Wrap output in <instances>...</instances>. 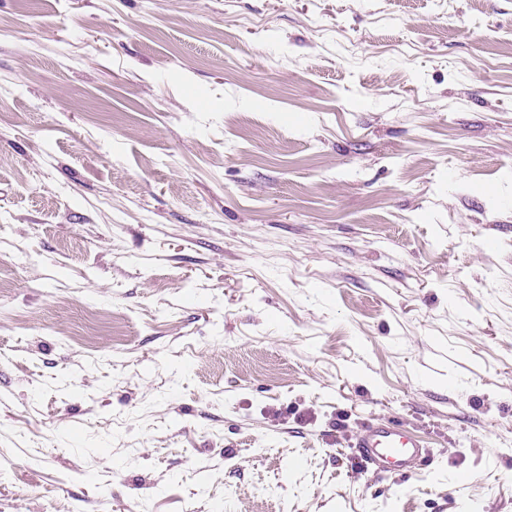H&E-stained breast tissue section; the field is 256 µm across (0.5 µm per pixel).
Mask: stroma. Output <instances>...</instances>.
<instances>
[{"instance_id":"obj_1","label":"stroma","mask_w":512,"mask_h":512,"mask_svg":"<svg viewBox=\"0 0 512 512\" xmlns=\"http://www.w3.org/2000/svg\"><path fill=\"white\" fill-rule=\"evenodd\" d=\"M511 44L512 0H0V512H512ZM355 448L366 465L387 464L401 478L418 470L430 454L420 439L394 421L367 424L358 434Z\"/></svg>"}]
</instances>
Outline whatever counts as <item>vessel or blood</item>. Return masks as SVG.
I'll use <instances>...</instances> for the list:
<instances>
[{
    "label": "vessel or blood",
    "instance_id": "b4317fda",
    "mask_svg": "<svg viewBox=\"0 0 512 512\" xmlns=\"http://www.w3.org/2000/svg\"><path fill=\"white\" fill-rule=\"evenodd\" d=\"M357 453L368 465H389L400 477L419 469L430 451L411 432L393 421L367 424L357 436Z\"/></svg>",
    "mask_w": 512,
    "mask_h": 512
}]
</instances>
